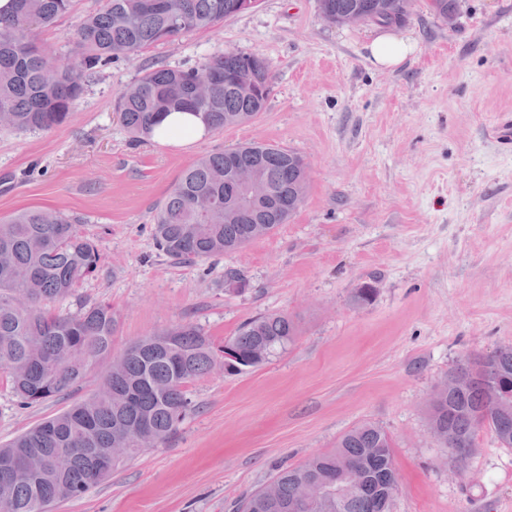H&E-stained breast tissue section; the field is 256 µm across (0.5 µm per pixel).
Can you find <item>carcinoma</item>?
<instances>
[{"mask_svg": "<svg viewBox=\"0 0 512 512\" xmlns=\"http://www.w3.org/2000/svg\"><path fill=\"white\" fill-rule=\"evenodd\" d=\"M74 0H13L0 15V129L46 132L66 123L84 93L83 76L116 59L138 54L181 34L216 27L238 14L239 0H102L77 19L69 55L59 60L40 42L38 31L72 12ZM380 0H319L320 9L343 14L374 7ZM255 54L226 50L190 68L152 67L119 93L120 122L136 140L149 138L166 114L189 111L208 132L255 119L272 90L270 69L251 95L233 83L254 63ZM197 82L211 85L210 97L190 95ZM253 162L263 197L242 202L232 179L235 163ZM309 189L308 165L298 153L276 144L250 142L199 157L183 171L153 216L158 251L179 262L198 263L242 249L290 221ZM201 193L217 198L207 213L194 208ZM97 246L57 210H22L0 221V369L6 371L19 404L31 406L78 385L91 363L112 351L118 320L104 304H86L74 313L47 305L72 295L97 267ZM298 336L294 321L267 314L244 323L227 341L245 358L259 350L262 363L283 352ZM215 342L186 323L146 336L124 353L122 370L107 368L93 394L44 420L0 447V512H48L60 501L79 498L95 487L102 469L114 471L143 451L144 432L167 442L193 408L189 384L212 368ZM260 363V364H262ZM244 365L238 373L260 367ZM448 377L468 385L438 384L429 405V429L461 466L486 429L512 447V346L461 360ZM129 449L112 457L117 440ZM27 455L63 458L60 473L48 465L26 468ZM366 467L379 474L395 470L392 440L379 426L365 423L345 433L336 448L311 457L303 467L273 477L278 496L264 488L244 496L236 512H303L297 507L301 477H335L341 467ZM317 512H373L360 493L346 489Z\"/></svg>", "mask_w": 512, "mask_h": 512, "instance_id": "1", "label": "carcinoma"}]
</instances>
